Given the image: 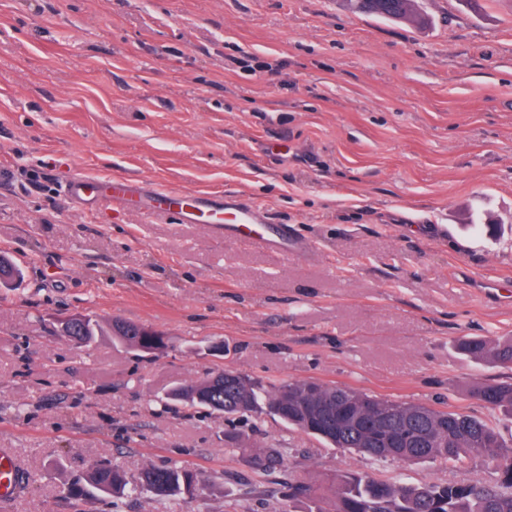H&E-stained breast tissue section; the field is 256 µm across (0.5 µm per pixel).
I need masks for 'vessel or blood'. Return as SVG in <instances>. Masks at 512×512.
<instances>
[{"mask_svg": "<svg viewBox=\"0 0 512 512\" xmlns=\"http://www.w3.org/2000/svg\"><path fill=\"white\" fill-rule=\"evenodd\" d=\"M71 203L94 211L104 201L126 213L144 218L161 217L181 224H207L230 238L283 251L306 252V242L296 238L287 224L266 223L259 207L204 193L155 188L132 178L76 175L62 185ZM22 476L10 454L0 449V499L13 497Z\"/></svg>", "mask_w": 512, "mask_h": 512, "instance_id": "vessel-or-blood-1", "label": "vessel or blood"}]
</instances>
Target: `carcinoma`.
Masks as SVG:
<instances>
[{"instance_id": "obj_1", "label": "carcinoma", "mask_w": 512, "mask_h": 512, "mask_svg": "<svg viewBox=\"0 0 512 512\" xmlns=\"http://www.w3.org/2000/svg\"><path fill=\"white\" fill-rule=\"evenodd\" d=\"M360 7L372 14L396 21L408 20L418 25L426 21L420 0H359ZM112 334L113 340L138 349L139 325L122 322V326L105 328L100 322L90 326L77 322L71 335L79 344L88 343L89 336ZM462 353L477 360H489L500 365H512V340L490 343L484 339L466 338L459 344ZM202 378L185 388L170 393L176 401L195 403L190 398L193 390L203 388ZM340 387L317 382L295 381L266 387L255 380L248 385L230 390L221 388L213 394L214 400L224 407V415L239 418L263 408L274 409L283 398H288V414L282 421L307 434L311 433L315 418L306 413L302 405L308 398L327 406L336 403ZM472 393L488 408L512 417V382L483 383L472 388ZM406 412L415 417V423L402 426L411 434L415 427L423 426L429 435L426 448H399L394 460L419 463L427 460L453 462L463 455L486 457L496 462L498 477L495 482L448 485H403L376 479L369 475L345 474L334 478L330 491L335 499V512H512V442L507 443L494 425L474 415L440 410L423 403L400 402ZM322 441L337 447L352 449L372 458L387 452L369 444L362 436L324 429ZM283 454L272 448L257 455L256 465L261 470L281 464ZM195 475L177 467H151L144 469L138 483L150 488L161 498L174 497L193 490ZM131 482L125 474L110 467L97 466L85 477L68 488L74 497L101 495L114 497L125 493Z\"/></svg>"}]
</instances>
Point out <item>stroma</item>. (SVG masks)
Here are the masks:
<instances>
[{
  "mask_svg": "<svg viewBox=\"0 0 512 512\" xmlns=\"http://www.w3.org/2000/svg\"><path fill=\"white\" fill-rule=\"evenodd\" d=\"M422 2L424 29L352 0H0V254L23 273L0 287V448L27 474L0 512H331L306 488L344 472L495 479L489 459L379 461L268 411L230 444L223 413L167 397L233 370L464 411L512 439L469 394L512 366L456 347L512 336V0ZM75 174L239 198L311 248L90 214L61 192ZM77 314L167 346L76 344L60 323ZM266 448L284 454L268 472ZM99 465L187 468L195 488L72 498Z\"/></svg>",
  "mask_w": 512,
  "mask_h": 512,
  "instance_id": "35a3bbf8",
  "label": "stroma"
}]
</instances>
